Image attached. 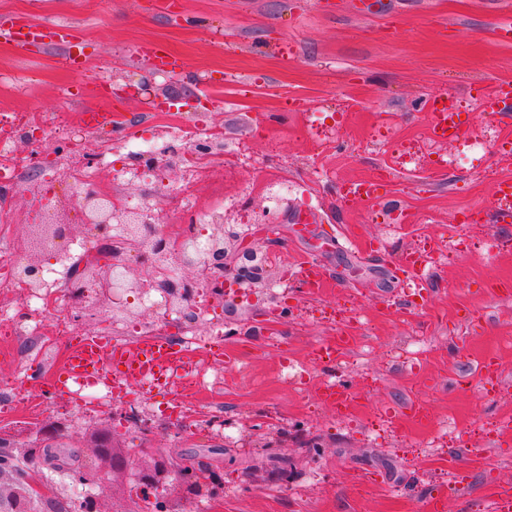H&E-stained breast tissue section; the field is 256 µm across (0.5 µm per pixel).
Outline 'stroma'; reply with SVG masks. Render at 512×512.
<instances>
[{
	"instance_id": "35a3bbf8",
	"label": "stroma",
	"mask_w": 512,
	"mask_h": 512,
	"mask_svg": "<svg viewBox=\"0 0 512 512\" xmlns=\"http://www.w3.org/2000/svg\"><path fill=\"white\" fill-rule=\"evenodd\" d=\"M505 13L512 0H0L1 23L26 16L78 27L87 61L77 72L64 48L23 51L0 39V115L37 113L43 130L17 146L25 167L12 195L22 220L1 247L34 256L30 225L43 190L68 239L100 247L77 207L76 160L92 161L137 202L142 185L124 176L135 147L165 140L175 151L199 128L222 133L225 162L168 171L158 193L174 200L187 186L202 206L220 195L250 222L288 181L287 206L253 243L274 251L275 273L309 256L335 281L313 297L292 280L275 302L204 297L207 312L192 326L205 338L223 328L224 354L211 363L224 390L198 396L195 408L221 403V424L152 421L128 431L116 425L121 405L89 413L28 385L12 414L0 415V438L37 448L36 429L60 422L64 443L81 455L110 446L102 512H137L125 486L160 461L175 512H489L495 487L512 484V427L501 425L512 416V296L500 294L512 287V222L495 223L492 205L495 182L512 179V101L495 116L476 104L512 82V43L491 37ZM145 41L181 70L140 57ZM145 77L154 87L148 105L126 93ZM204 85L210 96L200 95ZM435 95L456 97L465 134L485 147L482 161L412 166L385 182L377 202L342 201L341 183L383 173L398 141L456 157L458 143L426 134L425 103ZM100 108L114 110L115 125L86 133L78 150L55 137L62 118ZM319 115L320 140L309 133ZM400 209L411 222L398 223ZM303 211L311 223L299 236ZM342 235L372 244L375 257L356 262L337 248ZM426 240L447 256L419 304L395 261ZM344 328L353 335L344 356L313 363L318 345ZM290 355L313 364L294 388L282 379ZM479 357L502 370L485 393L469 378ZM324 382L348 385L345 411L320 397ZM414 402L422 415L410 411ZM475 448L484 464L473 463ZM452 461L462 484L448 480ZM198 462L218 476V494H187L178 469Z\"/></svg>"
}]
</instances>
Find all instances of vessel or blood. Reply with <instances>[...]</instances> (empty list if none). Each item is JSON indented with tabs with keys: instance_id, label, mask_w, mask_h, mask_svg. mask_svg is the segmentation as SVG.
<instances>
[{
	"instance_id": "b4317fda",
	"label": "vessel or blood",
	"mask_w": 512,
	"mask_h": 512,
	"mask_svg": "<svg viewBox=\"0 0 512 512\" xmlns=\"http://www.w3.org/2000/svg\"><path fill=\"white\" fill-rule=\"evenodd\" d=\"M40 26L23 20L12 22L6 36L17 47L28 48L29 36L42 35ZM426 127L429 139L438 142L451 141L453 133L461 129L458 105L452 97H433L427 100ZM381 179L374 176L341 185L342 199L375 201L379 198ZM434 246H423L404 255L399 265L415 288L425 285L427 269L434 259ZM301 276L309 293H316L328 286L325 268L317 261L307 259L300 263ZM70 353L63 367L53 379L52 390L65 392L70 380L110 378L115 389L126 390L130 381H148L166 388L172 381L167 365L179 358L180 353L167 338L149 336L124 343L106 339L100 333H81L69 346Z\"/></svg>"
}]
</instances>
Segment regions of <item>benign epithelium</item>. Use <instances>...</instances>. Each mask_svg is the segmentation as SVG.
Masks as SVG:
<instances>
[{"label": "benign epithelium", "mask_w": 512, "mask_h": 512, "mask_svg": "<svg viewBox=\"0 0 512 512\" xmlns=\"http://www.w3.org/2000/svg\"><path fill=\"white\" fill-rule=\"evenodd\" d=\"M82 205L90 215V223L99 225L100 235L106 244L112 246L116 255L112 265H89L79 270L71 282L74 291L83 297L94 296L107 304L112 311V321L120 322L131 313L124 297L141 296L149 288H157L163 296V306L169 312L183 313L187 304V289L182 284L187 281L186 271L193 269L196 274L208 279L219 271H224V284L258 291L275 298L270 292L273 283L272 268L267 261L266 251L256 247H246L244 239L251 235L250 229L234 219L238 205L224 209L218 223L212 225L209 235V255L223 256L220 263L224 268L205 262L199 263L180 251L169 252L163 262L154 267L155 274L134 276L128 270V261L122 257L127 250H141L142 224L146 223L147 205L135 209L122 208L112 199L100 195L86 194ZM37 244L44 250L60 258L65 249L57 246L65 235L61 226L47 222L37 225ZM41 261L32 260L17 274L22 287L30 294H37L50 288L44 279ZM163 470L145 473L135 478L127 487V495L139 502L140 512H152L155 499L153 492L163 486ZM84 484L90 487L109 485L107 473L99 466L98 459L89 462ZM68 487L54 481H42L25 485L12 481L8 474L0 473V512H9L21 503L29 501L33 495L54 494L58 497L67 494Z\"/></svg>", "instance_id": "benign-epithelium-1"}]
</instances>
